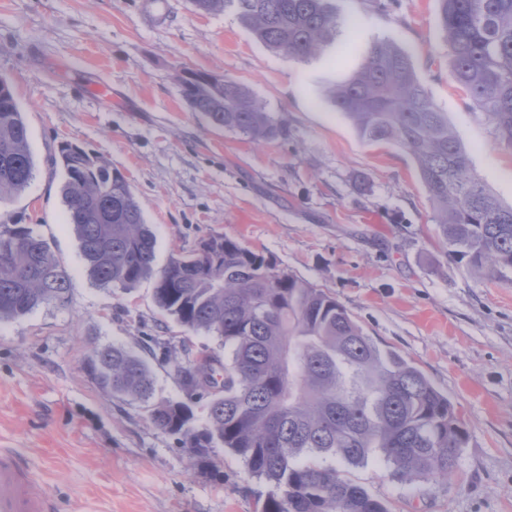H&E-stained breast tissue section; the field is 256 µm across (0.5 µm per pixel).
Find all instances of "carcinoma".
I'll use <instances>...</instances> for the list:
<instances>
[{"mask_svg":"<svg viewBox=\"0 0 512 512\" xmlns=\"http://www.w3.org/2000/svg\"><path fill=\"white\" fill-rule=\"evenodd\" d=\"M334 0H190L198 11L232 8L267 49L306 59L332 42L350 16ZM451 77L487 113L512 147V0H438ZM180 93L207 125L254 141L288 129L238 81L181 71ZM326 97L369 143H392L416 164L448 255L475 275L512 274V206L473 173L446 113L418 78L411 55L373 43L349 78ZM54 164L60 194L89 276L125 290L155 279L162 313L187 330L218 338L230 361L184 341L177 365L181 401L150 402L153 378L121 346L94 350L90 369L113 395L148 404L154 427L195 453L222 448L273 491L260 512H389L346 475L381 459L398 481L448 477L468 433L446 395L412 362L381 348L335 297L275 270L264 255L228 236H210L154 266L155 234L126 177L101 158L64 143ZM34 169L24 112L0 75V202L22 190ZM68 271L29 224H0V323L42 304L63 303ZM207 400L208 427L195 429L192 404Z\"/></svg>","mask_w":512,"mask_h":512,"instance_id":"carcinoma-1","label":"carcinoma"}]
</instances>
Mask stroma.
I'll list each match as a JSON object with an SVG mask.
<instances>
[{
    "label": "stroma",
    "instance_id": "35a3bbf8",
    "mask_svg": "<svg viewBox=\"0 0 512 512\" xmlns=\"http://www.w3.org/2000/svg\"><path fill=\"white\" fill-rule=\"evenodd\" d=\"M0 0V75L25 116L35 169L0 204V224L33 225L71 276L65 303L0 324V448H15L42 490L69 512H260L271 487L228 452L194 456L155 428L145 403L107 397L92 378L94 347L146 355L155 399L180 400L183 340L219 349L162 317L153 281L125 291L88 275L65 222L62 143L81 145L129 181L156 237L155 263L212 235L237 239L275 268L324 289L367 336L417 366L453 403L467 432L447 481L400 482L383 460L349 476L391 512H512V282L472 275L439 242L412 158L367 143L323 96L373 42L408 50L463 144L474 174L512 204V147L450 76L436 0H335L355 17L314 58L270 52L234 10L165 0ZM245 85L287 137L255 143L205 125L182 99L180 70ZM112 87L111 100L87 86Z\"/></svg>",
    "mask_w": 512,
    "mask_h": 512
}]
</instances>
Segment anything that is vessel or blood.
<instances>
[{"label": "vessel or blood", "instance_id": "b4317fda", "mask_svg": "<svg viewBox=\"0 0 512 512\" xmlns=\"http://www.w3.org/2000/svg\"><path fill=\"white\" fill-rule=\"evenodd\" d=\"M0 512H57L9 448H0Z\"/></svg>", "mask_w": 512, "mask_h": 512}]
</instances>
